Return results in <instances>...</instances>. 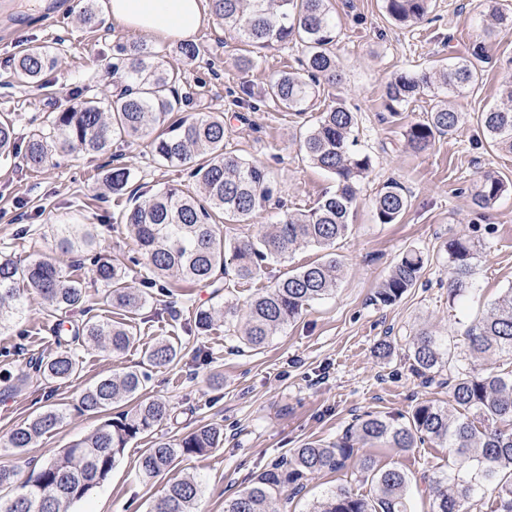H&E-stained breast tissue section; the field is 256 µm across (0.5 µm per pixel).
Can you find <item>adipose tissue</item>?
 I'll list each match as a JSON object with an SVG mask.
<instances>
[{
	"mask_svg": "<svg viewBox=\"0 0 512 512\" xmlns=\"http://www.w3.org/2000/svg\"><path fill=\"white\" fill-rule=\"evenodd\" d=\"M113 25L167 39H192L204 15L202 0H106Z\"/></svg>",
	"mask_w": 512,
	"mask_h": 512,
	"instance_id": "ef3b65f1",
	"label": "adipose tissue"
}]
</instances>
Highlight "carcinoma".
<instances>
[{"label":"carcinoma","instance_id":"obj_1","mask_svg":"<svg viewBox=\"0 0 512 512\" xmlns=\"http://www.w3.org/2000/svg\"><path fill=\"white\" fill-rule=\"evenodd\" d=\"M212 13L224 29L236 33L251 47L238 59L246 70L255 57L274 45L301 46V68L278 73L266 89L265 98L300 115L317 112L313 123L300 135L301 150L308 161L329 173L335 190L325 193L307 210L286 212L266 232L253 241L229 243L216 223H245L264 210L276 187L266 167L224 149L227 128L224 116L194 113L174 121L175 112H184L193 103L190 93L179 92L180 75L167 69L164 55L144 42L116 45L114 71L120 73V89L105 97V105L86 103L80 108L59 112L47 133L33 135L25 149L34 168L46 163L54 151L89 148L107 152L112 141H143L151 154L168 164L192 165L195 190L178 184L163 187L147 200L130 190L134 173L113 166L105 175L112 195L125 199L116 222L125 226L149 261L150 274L141 287L126 284V266L93 256V277L107 287V299L118 315L138 313L147 303L150 289L161 280L177 278L191 284L214 285L213 277L228 265L241 280H251L268 260L279 261L300 246L327 249L350 230L349 216L356 202L360 182L371 170V159L356 149L353 129L356 113L340 103L318 105V87L324 81L334 85L341 79L334 45L336 22L330 0H210ZM431 0H384L388 16L403 26L421 21ZM492 27L487 36L501 28H512V13L495 0H487ZM485 58V46L478 45L471 57L462 58L438 72L396 74L385 88V107L390 115L424 91L459 96L474 90L480 73L473 60ZM57 63L50 46H31L14 61L13 74L23 86L41 87L48 71ZM503 105L478 116L483 136L489 144L512 153V80L502 90ZM462 113L445 101L407 126L406 144L415 152L426 151L436 138L458 130ZM14 128L0 122V156L13 153ZM508 185L495 172H486L472 190L478 210L493 205ZM408 207L404 188L395 181L382 185L375 197L378 221L395 224ZM57 245L65 249L91 252L98 244L94 224H60L55 229ZM450 288L462 295L471 285L476 267L474 249L467 241L451 240L447 246ZM428 258L419 251H406L382 282L376 300L391 304L413 287L421 277ZM341 266L335 259L302 266L274 285L256 293L248 304L244 340L263 345L268 338L296 321L310 302L335 290ZM25 283L40 296L44 308L63 314L84 307L86 291L81 282L45 257L25 262L0 258V327L22 318L24 303L19 284ZM226 317L222 306L198 308L194 312L195 331H208L218 318ZM62 323L55 324L57 350L39 356L18 372L0 371L3 392L25 384L32 376L63 380L80 368L77 345L91 344L119 354L134 342L129 325L121 320L101 321L94 316L62 335ZM468 362L448 350V340L429 331L414 338L411 347L413 370L427 384L448 385L456 413L432 403L414 408L407 420L366 414L354 420L342 437L324 444L307 442L265 468L251 484L224 501V512H277L276 503L289 492L296 496L308 476L346 466L352 455L353 438L364 443L386 442L393 448H414L426 440L452 448L460 458L458 468L434 481V512H461L463 502L472 499L486 484L494 485L495 507L491 512H512V370L488 371L480 361L493 356L512 358V288L507 289L490 313L466 331ZM178 348L159 341L147 352L153 366H166L178 359ZM146 375L128 370L102 377L83 390L74 410L101 416L97 427L83 439L61 449L19 486L12 497L0 495V512H70L71 506L105 482L128 443L152 434L157 423L172 418L169 404L162 399H139ZM137 400L127 411L112 412L113 406ZM66 413L50 406L32 419L17 425L7 445L22 453L55 431ZM224 444V427L203 425L176 440L156 438L143 450L138 471L149 481L168 470L183 457L201 455ZM364 479L372 486L368 497L348 490L332 492L312 504L309 512H410V478L398 469H377L374 462L360 463ZM201 484L193 478L171 482L150 512H196Z\"/></svg>","mask_w":512,"mask_h":512}]
</instances>
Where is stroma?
<instances>
[{"label": "stroma", "mask_w": 512, "mask_h": 512, "mask_svg": "<svg viewBox=\"0 0 512 512\" xmlns=\"http://www.w3.org/2000/svg\"><path fill=\"white\" fill-rule=\"evenodd\" d=\"M85 1L44 0L33 8L28 0H0V120L13 123L18 148L16 154L0 158V253L22 260L50 257L84 283L87 309L107 320L115 311L105 288L93 282L85 255L56 246L54 226L96 225L102 255L125 263L127 283L139 285L148 273V260L138 257L134 239L115 221L122 202L101 197L103 175L113 165L131 168L145 198L167 184H189L190 178L188 168L155 161L142 142H118L104 154L80 150L55 155L38 169L26 162L23 152L30 135L48 127L55 113L111 91L118 81L112 72L116 44L138 38L109 23L85 26ZM331 7L342 80L329 87V98L343 100L357 112L359 148L372 161L353 208L350 234L327 252L303 247L288 259L268 261L260 276L247 282L226 272L218 292L171 280L169 293L153 290L132 320L136 341L124 354L82 346V366L70 379L33 380L0 395V465L14 466L22 481L55 451L87 435L97 420L71 414L21 455L6 446L12 429L44 406L72 405L97 379L126 370L147 372L143 397L164 399L175 413L174 419L155 426V436L173 440L205 424H223V447L177 460L172 470L148 482L138 472L148 441H131L109 478L70 512H150L168 484L187 475L201 483L198 512H224L225 499L267 466L303 443L336 441L360 415L398 417L421 403L450 405L446 388L422 385L413 372L408 352L413 337L422 331L448 337L458 356H466L465 329L512 287V189L483 212L471 200L484 172H497L512 185V154L490 147L477 125L478 115L499 104L503 83L512 79V29L486 37L490 20L481 0H432L427 21L412 27L395 23L383 0H331ZM140 38L162 51L168 68L181 71L185 91L193 92L197 81H206L192 111L224 113L227 150L270 172L276 203L250 223L224 225L226 238H256L283 208H311L332 190L331 176L313 166L300 149L306 117L270 103L254 108L237 103L242 89L261 93L275 74L295 70L300 47L265 50L251 69H239L236 60L246 54L247 45L210 13L194 37L200 53L192 63L177 54L176 41L149 34ZM43 42L57 49V64L46 75L47 89L16 84L14 57ZM480 42L489 60L480 66L479 84L452 99L453 107L465 114L464 124L429 150L413 152L405 141L406 127L423 119L434 97L422 95L393 117L384 107L386 84L401 71L448 64ZM392 179L403 185L409 204L399 223L381 224L374 198L380 185ZM453 239L470 241L476 249V274L460 299L452 298L449 288L446 246ZM410 248L429 258L420 279L394 303L376 302L378 286ZM327 255L342 265L335 291L311 303L263 347L244 345V314L258 289ZM134 256L139 259L135 265L130 262ZM24 296L22 322L0 331V366L14 370L56 349L53 318L33 290H25ZM217 304L228 309V316L207 333L191 331L195 308ZM162 340L181 345L178 363L148 365L146 349ZM353 448L344 469L312 476L300 496L279 501V512H309L314 502L340 489L368 495L370 485L357 471L364 458L378 468L405 471L412 481L414 512H432L426 481L457 465L453 451L429 441L407 451L359 441Z\"/></svg>", "instance_id": "obj_1"}]
</instances>
